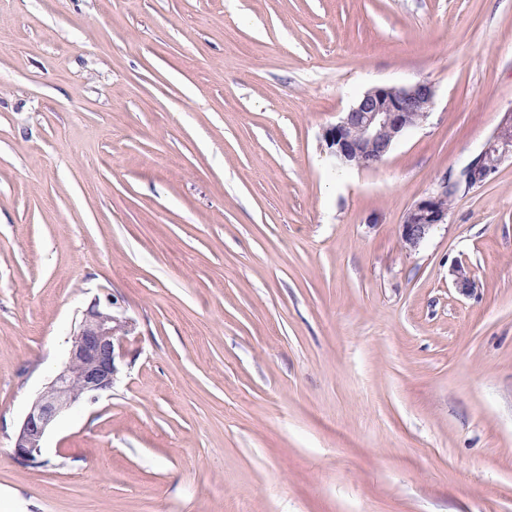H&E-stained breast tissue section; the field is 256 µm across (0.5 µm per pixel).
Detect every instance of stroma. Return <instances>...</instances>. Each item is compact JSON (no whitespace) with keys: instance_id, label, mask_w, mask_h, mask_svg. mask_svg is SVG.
Segmentation results:
<instances>
[{"instance_id":"1","label":"stroma","mask_w":512,"mask_h":512,"mask_svg":"<svg viewBox=\"0 0 512 512\" xmlns=\"http://www.w3.org/2000/svg\"><path fill=\"white\" fill-rule=\"evenodd\" d=\"M0 512H512V0H0ZM430 82L371 169L323 139ZM478 286L453 287L454 262ZM136 330L37 467L92 301ZM512 157V112H507L479 156L462 173L466 187L489 182L506 157ZM459 183L444 182L439 191L416 200L404 215L400 240L406 250L416 249L438 224L448 217V199L454 197ZM447 202V205H446Z\"/></svg>"}]
</instances>
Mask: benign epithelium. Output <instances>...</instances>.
Here are the masks:
<instances>
[{
	"instance_id": "7a95c632",
	"label": "benign epithelium",
	"mask_w": 512,
	"mask_h": 512,
	"mask_svg": "<svg viewBox=\"0 0 512 512\" xmlns=\"http://www.w3.org/2000/svg\"><path fill=\"white\" fill-rule=\"evenodd\" d=\"M434 87L428 81L410 86L379 85L328 126L324 141L341 168H373L381 164L394 144L429 114ZM512 157V112L504 115L479 156L462 173L467 187L489 182L506 157ZM459 188L443 183L439 191L416 200L404 215L400 240L407 250L417 248L448 217L446 202ZM454 287L469 295L477 288L470 269L457 263L451 269ZM135 324L114 310V302L94 300L83 311L71 338L66 363L30 404L12 449L23 465L37 463L44 437L56 419L81 401H95L112 390L119 361L125 355Z\"/></svg>"
}]
</instances>
